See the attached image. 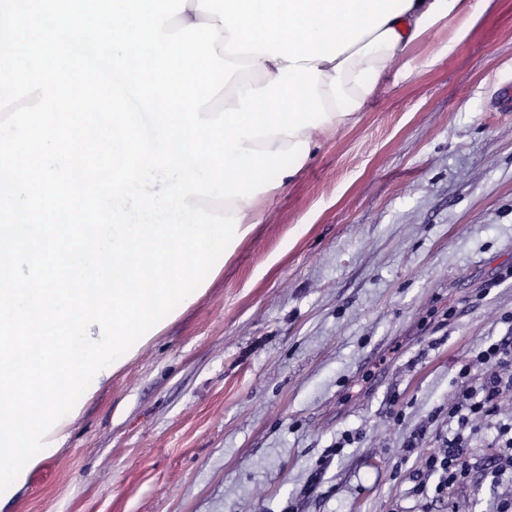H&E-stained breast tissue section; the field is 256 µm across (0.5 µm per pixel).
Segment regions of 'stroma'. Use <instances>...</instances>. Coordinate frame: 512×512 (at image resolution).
<instances>
[{
	"mask_svg": "<svg viewBox=\"0 0 512 512\" xmlns=\"http://www.w3.org/2000/svg\"><path fill=\"white\" fill-rule=\"evenodd\" d=\"M390 63L205 290L64 417L0 512H494L483 467L421 496L461 363L512 338V0ZM423 432L414 455L405 445ZM351 442L331 455L337 440Z\"/></svg>",
	"mask_w": 512,
	"mask_h": 512,
	"instance_id": "1",
	"label": "stroma"
}]
</instances>
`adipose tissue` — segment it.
<instances>
[{
	"mask_svg": "<svg viewBox=\"0 0 512 512\" xmlns=\"http://www.w3.org/2000/svg\"><path fill=\"white\" fill-rule=\"evenodd\" d=\"M411 2L408 10L389 19L375 33L364 35L336 59L315 60L314 65L321 73L318 89L325 94L323 105L328 118L317 127L301 129L295 136H274L270 150L289 149L298 140L313 147L318 137L349 125L374 95L376 81L389 64L402 56L410 43L427 37L441 23L456 20L451 42L465 37L467 25L461 20L466 11L464 0Z\"/></svg>",
	"mask_w": 512,
	"mask_h": 512,
	"instance_id": "adipose-tissue-1",
	"label": "adipose tissue"
}]
</instances>
